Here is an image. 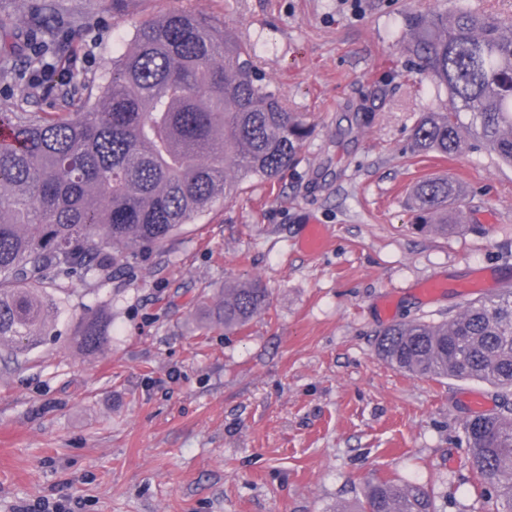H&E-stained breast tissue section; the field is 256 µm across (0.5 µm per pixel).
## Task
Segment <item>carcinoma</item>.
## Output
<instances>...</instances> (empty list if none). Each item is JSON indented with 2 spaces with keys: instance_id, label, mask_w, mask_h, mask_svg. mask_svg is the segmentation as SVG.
I'll list each match as a JSON object with an SVG mask.
<instances>
[{
  "instance_id": "1",
  "label": "carcinoma",
  "mask_w": 512,
  "mask_h": 512,
  "mask_svg": "<svg viewBox=\"0 0 512 512\" xmlns=\"http://www.w3.org/2000/svg\"><path fill=\"white\" fill-rule=\"evenodd\" d=\"M406 51L419 74L448 94V107L422 114L417 154L453 156L470 135L512 165V24L479 10L406 16ZM96 104L87 80L67 70L61 112H0V351L38 347L79 281L99 287L129 259L162 249L245 179L274 180L297 160L313 123L288 109L258 73L253 46L207 18L171 11L148 19L121 45ZM45 50L29 67H54ZM472 116L470 123L460 113ZM462 193L448 177L420 181L409 203L423 229L448 235ZM258 283L224 289L201 318L232 332L267 307ZM112 319L86 312L72 346L92 354ZM378 356L415 376L479 380L512 388V289L469 303L438 322H397L380 332ZM472 466L494 512H512V406L462 426ZM347 512H435L419 486L382 481Z\"/></svg>"
}]
</instances>
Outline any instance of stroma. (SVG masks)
I'll return each mask as SVG.
<instances>
[{
  "mask_svg": "<svg viewBox=\"0 0 512 512\" xmlns=\"http://www.w3.org/2000/svg\"><path fill=\"white\" fill-rule=\"evenodd\" d=\"M50 0H0V112H55L27 60ZM253 44L280 99L311 117L297 164L247 180L163 251L77 292L49 336L0 363V512L71 501L78 512H340L367 484L426 489L436 512H492L462 424L512 402V388L417 377L376 354L388 323L438 321L512 287V165L481 141L452 157L411 152L422 113L448 97L404 45L408 13L477 9L512 22V0H64L52 32L91 89L120 38L173 10ZM463 193L458 232L414 230L406 204L423 178ZM327 237L303 247L310 225ZM445 294L418 293L426 279ZM259 281L268 308L241 330L203 322L202 298ZM112 333L92 355L70 344L85 309Z\"/></svg>",
  "mask_w": 512,
  "mask_h": 512,
  "instance_id": "stroma-1",
  "label": "stroma"
}]
</instances>
